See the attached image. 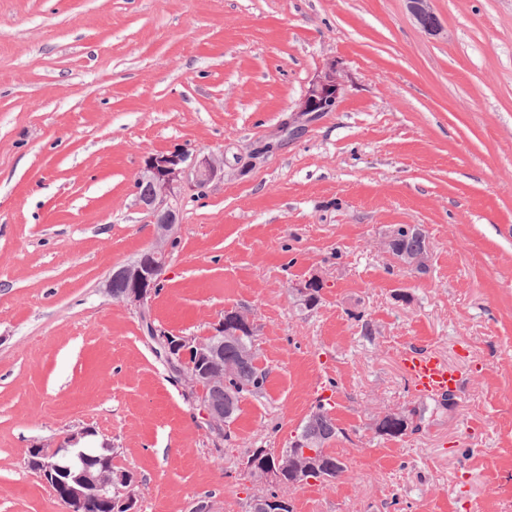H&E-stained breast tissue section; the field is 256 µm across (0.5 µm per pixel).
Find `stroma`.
Wrapping results in <instances>:
<instances>
[{
    "instance_id": "obj_1",
    "label": "stroma",
    "mask_w": 512,
    "mask_h": 512,
    "mask_svg": "<svg viewBox=\"0 0 512 512\" xmlns=\"http://www.w3.org/2000/svg\"><path fill=\"white\" fill-rule=\"evenodd\" d=\"M0 0V512H67L28 450L89 428L135 483L134 512H251L259 448L317 404L337 479L293 512H512V0ZM335 111L288 127L329 63ZM178 148L224 161L183 183L154 325L206 336L252 318L269 372L224 439L104 283L152 240L135 181ZM426 234V272L384 253ZM324 278L319 304L293 282ZM446 360L442 407L399 368ZM418 407L388 439L381 411Z\"/></svg>"
}]
</instances>
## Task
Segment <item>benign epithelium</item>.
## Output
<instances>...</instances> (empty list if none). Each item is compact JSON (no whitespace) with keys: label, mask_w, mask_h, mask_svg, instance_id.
I'll return each mask as SVG.
<instances>
[{"label":"benign epithelium","mask_w":512,"mask_h":512,"mask_svg":"<svg viewBox=\"0 0 512 512\" xmlns=\"http://www.w3.org/2000/svg\"><path fill=\"white\" fill-rule=\"evenodd\" d=\"M343 82L331 65L318 75L301 98L296 117L315 116L319 112L331 111L340 99ZM224 162L209 156L199 158L184 150L170 153H156L148 156L141 167L138 180L148 182L151 194L138 196V201L150 215L153 226V242L135 260L112 271L106 282L107 292L112 297L136 308L151 336L160 346L165 359H171L173 351L188 347L197 356V363L177 370V374L191 390L202 391L201 406L210 432L224 434V425L229 418L231 408L228 403H219L207 397L205 389L224 390V381L234 375L230 365H224V344L235 342L242 330L251 325L250 316L240 309L226 311L225 318L218 321L214 331L203 337L170 336L157 329L152 322L148 306L152 302L157 288L161 285L167 265L169 249L178 241L181 225L178 224L177 208L174 202L180 195L182 183L192 182L203 186L214 179L223 170ZM122 282L126 289L112 291V283ZM324 288V281L318 275H312L292 286V294L302 303H307L314 289ZM93 435L89 430L71 434L63 444L53 450L40 446L29 449L30 463L46 482L53 493H63L70 505V512H82L90 498L105 502L110 512H121L130 506L115 496L116 486L128 481L125 472L117 471L112 464V455L108 454L98 462L101 468L93 472L89 464H84L82 472L70 477L68 468L60 464V456L69 451V447L82 439ZM320 447L319 441L304 433L297 440V448L280 453L274 468H256L249 463L253 478L266 481L274 478L281 482L282 472L288 469L299 472L307 468L314 449Z\"/></svg>","instance_id":"obj_1"}]
</instances>
